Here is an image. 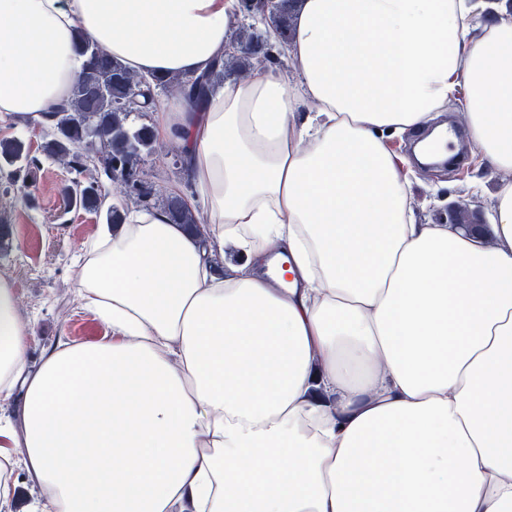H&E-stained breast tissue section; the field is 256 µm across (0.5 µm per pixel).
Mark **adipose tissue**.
Instances as JSON below:
<instances>
[{
	"mask_svg": "<svg viewBox=\"0 0 512 512\" xmlns=\"http://www.w3.org/2000/svg\"><path fill=\"white\" fill-rule=\"evenodd\" d=\"M241 0H0V118L40 116L76 33L137 73L198 75ZM288 54L195 110L152 114L188 160L196 230L105 225L77 292L112 329L59 342L0 272V512L22 462L56 512H512V181L493 222L419 224L385 140L466 90L512 172L507 0H297ZM313 111H303L305 102Z\"/></svg>",
	"mask_w": 512,
	"mask_h": 512,
	"instance_id": "1",
	"label": "adipose tissue"
}]
</instances>
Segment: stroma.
<instances>
[{
    "label": "stroma",
    "mask_w": 512,
    "mask_h": 512,
    "mask_svg": "<svg viewBox=\"0 0 512 512\" xmlns=\"http://www.w3.org/2000/svg\"><path fill=\"white\" fill-rule=\"evenodd\" d=\"M45 131L38 119L0 121V140L18 139L30 155L42 160L34 181L25 189L10 185L7 172H0V214L8 217L13 228L12 247L0 255V269H11L18 305L35 321L28 353L34 368L60 340L85 344L112 333L76 290L83 246L105 219L66 207L62 188L78 174L44 158ZM136 177L155 202L168 192L195 193L179 151L162 141L157 142L153 154L138 163ZM499 178L476 150L470 152L463 167L451 173L415 169L409 185L414 216L421 224L490 223Z\"/></svg>",
    "instance_id": "obj_1"
}]
</instances>
